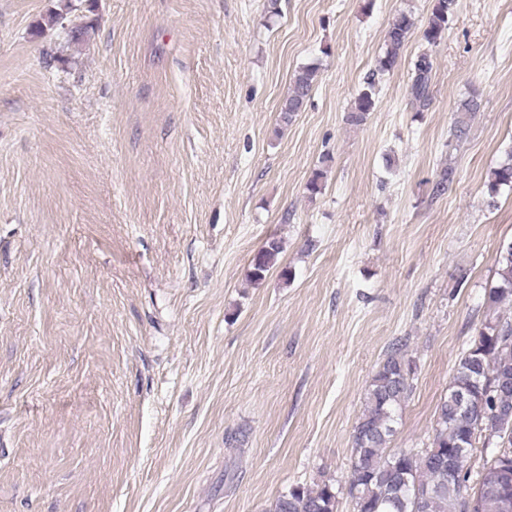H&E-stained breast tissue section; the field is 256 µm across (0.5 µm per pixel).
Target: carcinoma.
<instances>
[{
	"label": "carcinoma",
	"mask_w": 512,
	"mask_h": 512,
	"mask_svg": "<svg viewBox=\"0 0 512 512\" xmlns=\"http://www.w3.org/2000/svg\"><path fill=\"white\" fill-rule=\"evenodd\" d=\"M457 0H433L430 16L422 31L423 40L436 45L448 30ZM415 27L412 14L401 11L390 23L383 53L376 60L375 72L393 71L402 59L405 44ZM93 23L83 22L66 28L67 42L81 46L89 39ZM432 62L422 54L414 63L410 85L411 100L418 110L431 102ZM317 77L313 67L301 68L292 80L279 107V118L288 125L303 111ZM375 79L366 82L346 121L364 124L375 107ZM480 108L474 97L464 100L457 110L452 134H466L468 119ZM454 181V171L444 169L432 182V192L443 196ZM512 188V152L490 171L486 184L490 204L501 187ZM282 252L281 241L271 238L251 260L250 279L262 281ZM495 285L485 289L487 314L472 345L458 359L448 390L441 398L430 446L389 448L397 431L401 410L412 392L413 362L395 342L373 373L365 394L364 409L352 435V456L347 480L312 485L296 484L279 495L269 512H337L338 497L347 495L355 512H503L502 497L512 502V482L502 492H486L493 469L512 475V417L507 428L486 435L487 414L499 409L512 410V387L495 388L500 374L512 376V317L500 310L512 308V240L498 247ZM481 448L482 470L476 486L469 485L470 471L452 475L445 462L460 454L472 455Z\"/></svg>",
	"instance_id": "carcinoma-1"
}]
</instances>
